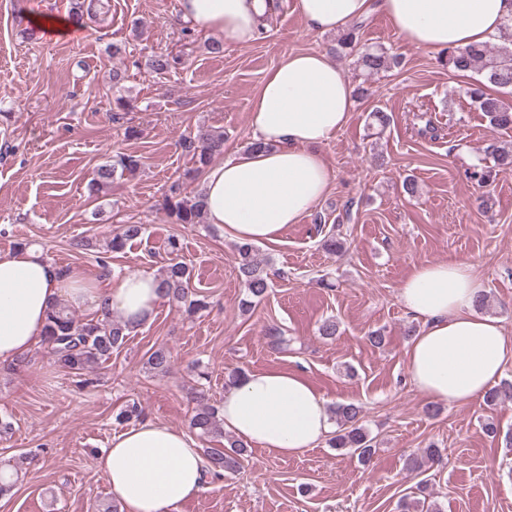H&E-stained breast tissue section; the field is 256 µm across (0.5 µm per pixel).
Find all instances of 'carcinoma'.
Returning <instances> with one entry per match:
<instances>
[{"label": "carcinoma", "mask_w": 512, "mask_h": 512, "mask_svg": "<svg viewBox=\"0 0 512 512\" xmlns=\"http://www.w3.org/2000/svg\"><path fill=\"white\" fill-rule=\"evenodd\" d=\"M362 24L342 34L337 45L339 49L350 50L358 56L357 62L368 75L388 72L400 65L401 60L394 54L372 50L356 36V30ZM443 62L449 71L458 75L462 72H475L481 80L465 88V94L489 118V123L501 130L512 129V104L501 97L488 92L490 87L512 90V46L494 47L488 44L473 45L465 48H452L443 51ZM182 149L195 158L197 171L206 168L212 159L224 153V134L208 129H199L181 141ZM140 159L135 155L119 154L112 163L100 167L90 181V191L98 193L107 187L117 173L135 171ZM169 216L176 224L200 223L204 210L201 194L184 196L179 189L171 190L165 200ZM144 233L141 224H123L113 233L106 243V251L117 253L128 242L140 238ZM169 254L172 255L168 266L160 277V288L164 296L183 305L190 315L207 307L204 296L197 293L191 284L187 266L177 260L181 250L178 239L168 241ZM239 272L247 288V299L242 307L250 309L252 304L265 296L270 287V276L255 258V246L251 243L237 245ZM135 326L125 320H115L102 303L100 313L90 319L76 317L69 307L60 303L49 312L44 329L46 352L54 364L68 372L81 375L93 366L107 361L112 353L127 343ZM171 364L170 352L163 348L152 351L146 360L149 370L156 374H165ZM197 407L191 419L193 429L202 435L224 437V427L219 417V409L208 405L204 399L196 398ZM340 430L329 439V446L336 449L348 448L357 453L359 460L368 464L372 461L375 448L366 428L360 424V409L354 404H342L334 409ZM246 445L238 439H227L222 448H208L204 455L209 472L216 478L239 471L245 460ZM29 455L21 453L13 462L0 466V495L11 491L18 479L19 472L28 463Z\"/></svg>", "instance_id": "carcinoma-1"}]
</instances>
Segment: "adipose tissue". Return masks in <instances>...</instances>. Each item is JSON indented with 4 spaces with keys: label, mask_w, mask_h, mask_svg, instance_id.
<instances>
[{
    "label": "adipose tissue",
    "mask_w": 512,
    "mask_h": 512,
    "mask_svg": "<svg viewBox=\"0 0 512 512\" xmlns=\"http://www.w3.org/2000/svg\"><path fill=\"white\" fill-rule=\"evenodd\" d=\"M295 8L323 34L345 32L378 11L416 47L437 50L488 42L512 16V0H295ZM266 10V0H179L185 22L237 45L255 39ZM354 103L352 83L327 53L285 55L250 112L259 149L211 165L203 176L208 223L241 243L279 242L327 195L332 172L319 147L347 124ZM483 289L475 266L456 261L417 265L399 291L400 303L423 322L405 356L412 385L428 401L469 403L512 363V337L476 309ZM100 299L138 323L164 296L158 277L141 271L126 273L103 296L79 271L60 273L40 249L0 255V362L42 343L55 304ZM219 415L237 439L280 456L315 448L333 431L323 395L301 374L278 369L240 375L226 388ZM97 466L121 512H177L209 477L194 437L152 421L114 435Z\"/></svg>",
    "instance_id": "1"
}]
</instances>
